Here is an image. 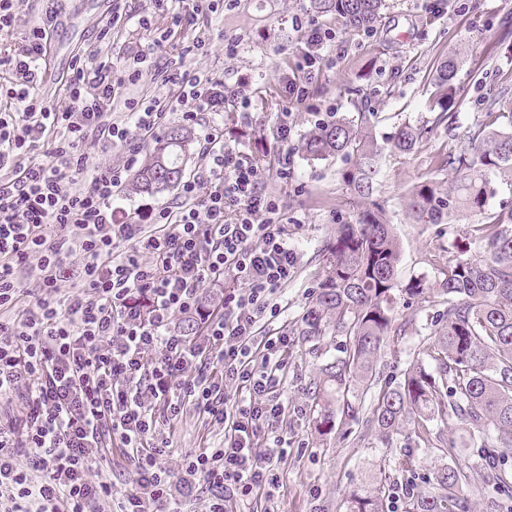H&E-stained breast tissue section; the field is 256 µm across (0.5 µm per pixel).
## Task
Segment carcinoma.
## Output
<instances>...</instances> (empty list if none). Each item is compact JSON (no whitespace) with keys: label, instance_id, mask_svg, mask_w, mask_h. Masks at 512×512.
Here are the masks:
<instances>
[{"label":"carcinoma","instance_id":"1","mask_svg":"<svg viewBox=\"0 0 512 512\" xmlns=\"http://www.w3.org/2000/svg\"><path fill=\"white\" fill-rule=\"evenodd\" d=\"M319 14H334L353 29H369L381 18L384 0H311ZM458 54L448 57L431 76L435 95L430 109L438 121L455 129L456 113L448 111ZM425 127L405 124L378 139L367 116H337L314 125L301 150L310 161L332 157L351 160L342 173L354 197L373 195L385 152H413ZM186 137L177 126L159 137L131 182L134 193L163 191L181 181ZM452 177L448 185L423 181L405 199L414 224H452L461 213L481 221L467 234L477 257L450 254L441 267L437 292L446 296L442 325L409 361L403 380L382 383L375 365L392 332L396 296L414 302L431 291L427 281L406 286L397 281L400 242L384 210L364 206L355 222L336 225L323 254L329 271L318 284L292 335L309 343L332 331L346 337L343 355L326 360L311 392L315 433L322 440L342 433L355 418V402L371 397L365 425L384 441L401 428L413 429L418 448L456 447L433 423L464 426L461 447L484 457L482 483L512 499V480L505 465L512 459V209L488 210L496 193L494 179L512 184V127L479 122L456 138L444 160ZM422 460L413 450L402 454L401 472L412 478ZM430 490L403 497L404 512H463V487L472 485L463 472L441 466L428 480ZM397 488L380 483L346 497L347 512H383L386 493Z\"/></svg>","mask_w":512,"mask_h":512}]
</instances>
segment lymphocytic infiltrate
<instances>
[{
  "label": "lymphocytic infiltrate",
  "mask_w": 512,
  "mask_h": 512,
  "mask_svg": "<svg viewBox=\"0 0 512 512\" xmlns=\"http://www.w3.org/2000/svg\"><path fill=\"white\" fill-rule=\"evenodd\" d=\"M222 3L178 0L169 30L189 35L186 53L205 49V18ZM60 10L47 0L21 48L0 57L13 76L0 84V398L21 402L0 417V512H184L200 499L205 512L256 501L275 512L288 419L302 413L283 390L295 337L257 329L282 315L277 293L297 270L280 205L215 124L172 202L142 204L134 219L116 206L142 141L171 118L195 126L223 112L224 81L163 64L167 94L123 99L162 42L128 58L105 45L74 56L65 100L51 102L38 87ZM297 27L289 104L309 99L335 40L317 20ZM102 141L122 149V165L97 163ZM27 269L38 279L28 304ZM229 275L239 287L205 292ZM190 410L224 435L179 453L173 428ZM116 450L132 476L118 497L105 472Z\"/></svg>",
  "instance_id": "f902f5d3"
}]
</instances>
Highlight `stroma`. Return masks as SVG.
Here are the masks:
<instances>
[{"label": "stroma", "instance_id": "35a3bbf8", "mask_svg": "<svg viewBox=\"0 0 512 512\" xmlns=\"http://www.w3.org/2000/svg\"><path fill=\"white\" fill-rule=\"evenodd\" d=\"M310 12L309 0H235L210 15L207 53L183 56L186 41L178 34L168 38L163 50L167 60L181 59L187 66L223 77L227 92L246 96L252 103L255 122L248 136L236 138L232 131L239 126L237 110L233 101H226L225 140L250 158L265 155L260 173L267 190L281 203L283 222L299 261L296 278L281 293L286 310L267 326L271 332L295 328L311 291L328 272L323 257L327 239L336 224L357 217L341 176L349 160L311 162L298 152L293 156L291 176L280 178L274 139L277 113L290 109L297 143L314 123V111L329 108L350 117L368 111L379 134L405 122L425 126L415 152L385 154L375 197L400 240V281L422 278L432 283L441 269L437 255L461 244V231L474 218L463 214L452 224H413L406 216L405 196L412 185L449 178L448 170L439 168L437 162L447 156L454 140L447 126L435 123L434 113L427 108L434 92L429 73L442 57L458 53L453 79L456 94L450 109L457 113L462 131L485 120L489 97L506 88L512 90V52L501 44L502 37L512 33V0H449L443 11L437 0H386L379 21L369 31L350 29L335 15L320 16V23L336 33V60L320 71L306 103L286 107L280 76L293 70L299 54L295 18ZM111 16L110 0H65L39 87L43 97L64 101V80L72 58L97 46L99 32ZM229 37L240 42L239 53L232 59L224 55V41ZM442 310L437 297L413 304L395 301L393 320L406 327L404 335L395 339L402 356L381 354L377 369L382 381L402 379L408 360L416 357L428 326ZM344 342V337L330 333L293 347L284 385L290 401L308 405L319 366L337 355ZM288 436L303 441L304 449L291 453L283 466L278 512H341L349 491L371 486L384 476L402 481L399 459L414 446L410 428H402L385 442L358 421L351 423L348 435L323 441L315 434L308 413L289 427Z\"/></svg>", "mask_w": 512, "mask_h": 512}]
</instances>
